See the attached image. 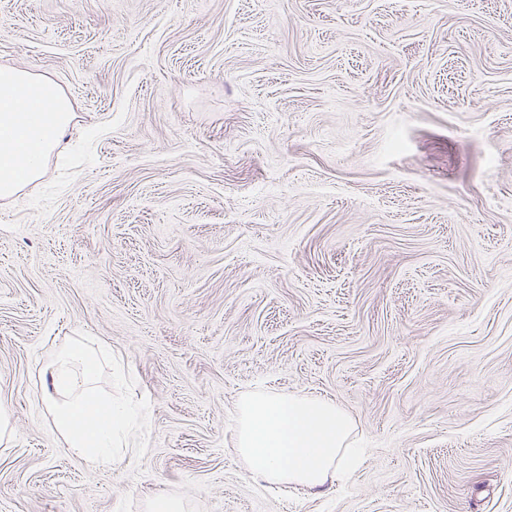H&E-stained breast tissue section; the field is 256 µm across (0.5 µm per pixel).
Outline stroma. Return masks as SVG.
I'll return each mask as SVG.
<instances>
[{
    "label": "stroma",
    "mask_w": 512,
    "mask_h": 512,
    "mask_svg": "<svg viewBox=\"0 0 512 512\" xmlns=\"http://www.w3.org/2000/svg\"><path fill=\"white\" fill-rule=\"evenodd\" d=\"M72 121L0 199V512H512V0H0ZM143 415L51 429L79 337ZM327 399L371 447L270 490L231 416ZM110 354L76 341L52 356L45 377L47 409L53 427L64 438L70 454L92 463L112 466L116 440L131 428L126 405L112 402L91 385L101 361Z\"/></svg>",
    "instance_id": "obj_1"
}]
</instances>
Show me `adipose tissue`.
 Wrapping results in <instances>:
<instances>
[{"label": "adipose tissue", "instance_id": "adipose-tissue-1", "mask_svg": "<svg viewBox=\"0 0 512 512\" xmlns=\"http://www.w3.org/2000/svg\"><path fill=\"white\" fill-rule=\"evenodd\" d=\"M71 112L69 98L53 81L0 68V198L16 195L37 175ZM108 358L106 350L77 341L54 353L45 379L50 419L68 452L104 465L112 464L115 443L133 421L126 405L92 386Z\"/></svg>", "mask_w": 512, "mask_h": 512}]
</instances>
